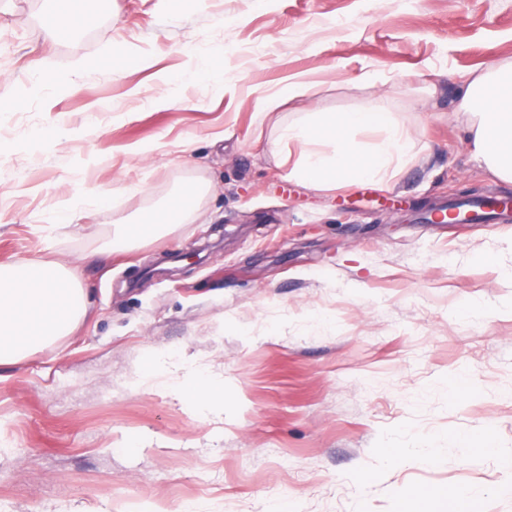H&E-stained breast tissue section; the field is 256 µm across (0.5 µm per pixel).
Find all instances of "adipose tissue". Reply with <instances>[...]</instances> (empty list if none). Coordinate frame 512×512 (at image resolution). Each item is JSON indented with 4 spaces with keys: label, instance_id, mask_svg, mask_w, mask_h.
Listing matches in <instances>:
<instances>
[{
    "label": "adipose tissue",
    "instance_id": "ef3b65f1",
    "mask_svg": "<svg viewBox=\"0 0 512 512\" xmlns=\"http://www.w3.org/2000/svg\"><path fill=\"white\" fill-rule=\"evenodd\" d=\"M460 110L472 155L485 171L512 182V69L491 70L472 79L462 93ZM380 110L349 119L323 112L280 129L272 153L288 146L299 150L288 171L290 179L317 191L358 180L385 183L411 152L406 131L380 123ZM381 130V137L363 145L351 135L352 125ZM203 184H189L169 198L151 223L117 222L115 240L157 238L199 217L207 195ZM88 299L75 271L41 258L0 266V367L18 362L78 328Z\"/></svg>",
    "mask_w": 512,
    "mask_h": 512
}]
</instances>
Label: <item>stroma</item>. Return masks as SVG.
<instances>
[{
  "mask_svg": "<svg viewBox=\"0 0 512 512\" xmlns=\"http://www.w3.org/2000/svg\"><path fill=\"white\" fill-rule=\"evenodd\" d=\"M82 8L50 43L51 0H0V264L78 268L91 303L0 367V512H512V221H430L512 197L458 110L469 79L512 65V0ZM44 60L65 94L33 91ZM294 77L311 94L257 125ZM374 104L413 145L387 184L317 192L269 149L303 113ZM190 182L212 187L196 222L107 255L114 218ZM86 184L97 212L41 232ZM200 379L223 402L199 406Z\"/></svg>",
  "mask_w": 512,
  "mask_h": 512,
  "instance_id": "1",
  "label": "stroma"
}]
</instances>
